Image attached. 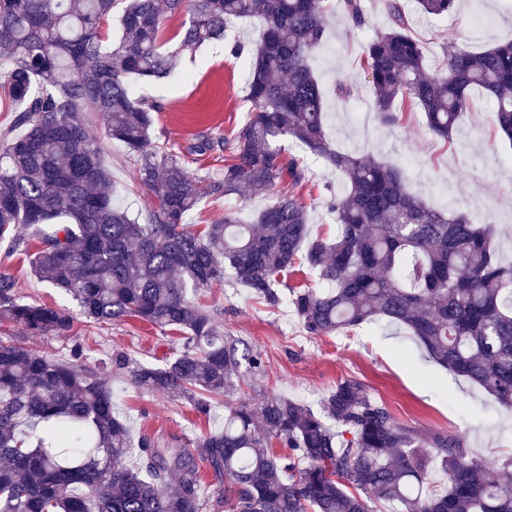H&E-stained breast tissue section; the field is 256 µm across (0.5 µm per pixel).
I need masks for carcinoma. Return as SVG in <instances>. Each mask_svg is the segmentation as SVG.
Returning a JSON list of instances; mask_svg holds the SVG:
<instances>
[{
	"label": "carcinoma",
	"mask_w": 512,
	"mask_h": 512,
	"mask_svg": "<svg viewBox=\"0 0 512 512\" xmlns=\"http://www.w3.org/2000/svg\"><path fill=\"white\" fill-rule=\"evenodd\" d=\"M417 3L441 16L455 0ZM385 5L391 25L360 57L379 120L398 124L394 105L407 102L447 141L478 89L512 143V40L481 52L452 43L430 72L400 0ZM333 9L365 25L362 0H0V62L14 112L0 134V249L7 258L25 248L22 227L37 236L34 274L70 295L89 324L136 318L179 332L165 364L133 363L132 381L186 398L202 415L261 359L224 335L222 311L199 303L198 292L229 272L276 306L297 264L323 283L292 291L309 333L376 319L403 326L428 359L512 409V263L498 256L493 225L428 206L389 163L331 148L312 60ZM184 13L179 40L165 47L164 17ZM243 21L257 32L247 123L231 142L198 135L186 152L231 148L234 162L210 180V194L246 200L286 175L301 182L277 144L295 140L344 177L345 193L327 204L332 236H311L307 206L292 191L253 224L229 210L194 228L192 178L153 135L158 105L133 94L131 78L171 77L184 53L224 40ZM93 121L103 138L89 134ZM106 141L133 156L134 181L151 198L136 215L113 199ZM3 321L66 340L73 328L67 310L24 302L1 269ZM82 358L79 345L62 359L0 340V512H368L363 493L396 512H512L511 456L489 461L457 436L423 437L357 380L336 385L318 411L284 396L258 408L241 400L222 426L171 448L148 433L130 438L113 412L111 381ZM274 440L293 454L274 453ZM206 474L219 482L214 498L202 492Z\"/></svg>",
	"instance_id": "1"
}]
</instances>
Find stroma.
<instances>
[{
  "label": "stroma",
  "mask_w": 512,
  "mask_h": 512,
  "mask_svg": "<svg viewBox=\"0 0 512 512\" xmlns=\"http://www.w3.org/2000/svg\"><path fill=\"white\" fill-rule=\"evenodd\" d=\"M402 2L424 43L425 63L431 70L440 69L446 43L480 52L512 38V0H457L453 12L442 17L421 16L416 0ZM363 4L367 24L360 29L342 14H328L327 42L313 62L325 91L331 94L340 80L355 89L345 100L331 95V139L339 149L400 165L410 190L428 204L452 208L477 224L494 225L500 255L503 260L512 259V145L502 141L493 126L492 102L477 98L448 143L428 130L417 107L403 112L397 125L380 123L369 77L359 60L363 44L384 31L390 18L383 0H363ZM254 37L253 24L241 23L231 29L227 41L185 55L169 79L134 84L136 95L159 106L154 114L155 136L168 150L183 153L184 165L195 180L201 203L190 216L194 224L213 223L231 209L240 210L243 219H252L276 196L268 188L257 190L246 202L211 196L208 179L223 171L229 152L204 156L183 152L186 142L198 133L212 131L231 139L244 127L251 108L246 97L249 63L247 56L233 54L230 47L237 40L250 44ZM281 145L304 172L296 192L308 207L312 234L334 233L336 225L325 202L330 195L342 193L343 177L291 140L282 139ZM104 162L117 200L130 212L144 211L146 198L131 179L132 164L125 148L116 142L107 144ZM0 266L12 272L24 301L68 309L74 320L70 341L32 336L8 323L0 324V340L57 356L69 355L73 341L84 342L86 364L99 366L111 376L112 401L131 434L148 432L188 445L217 428L226 406L238 400L258 405L280 395L316 409L338 383L355 379L398 424L458 436L478 457L512 455V413L470 381L428 361L403 327L372 322L332 336H315L303 327L290 301L268 306L233 278H225L223 284L202 292L199 300L223 308L225 335L248 343L260 354L263 368L257 373L242 372L239 391L214 404L211 415L204 417L190 402L136 387L118 365L123 357L163 365L171 348L165 334L136 319L90 327L69 295L33 275L26 254L2 259Z\"/></svg>",
  "instance_id": "1"
}]
</instances>
